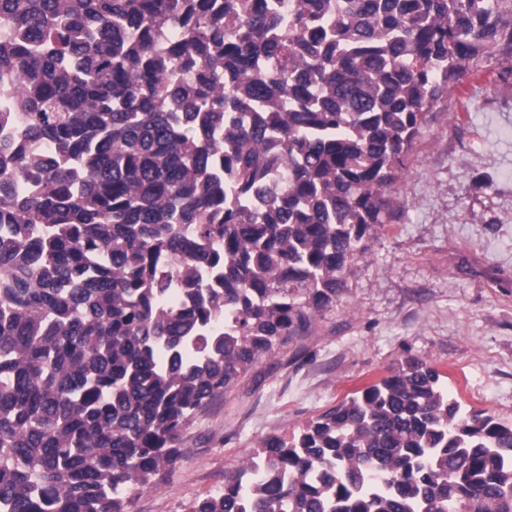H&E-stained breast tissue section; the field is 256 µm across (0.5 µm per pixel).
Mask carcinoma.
<instances>
[{
    "label": "carcinoma",
    "mask_w": 512,
    "mask_h": 512,
    "mask_svg": "<svg viewBox=\"0 0 512 512\" xmlns=\"http://www.w3.org/2000/svg\"><path fill=\"white\" fill-rule=\"evenodd\" d=\"M512 0H0V512H131L311 335ZM512 512V426L408 357L189 512Z\"/></svg>",
    "instance_id": "cac0c4a2"
}]
</instances>
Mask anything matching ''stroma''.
Masks as SVG:
<instances>
[{"mask_svg":"<svg viewBox=\"0 0 512 512\" xmlns=\"http://www.w3.org/2000/svg\"><path fill=\"white\" fill-rule=\"evenodd\" d=\"M483 63L449 88L396 185L404 212L345 273L302 351L262 359L186 426L183 456L131 512H188L270 435L291 437L406 356L468 408L512 423V73ZM504 280L501 288L492 279Z\"/></svg>","mask_w":512,"mask_h":512,"instance_id":"35a3bbf8","label":"stroma"}]
</instances>
